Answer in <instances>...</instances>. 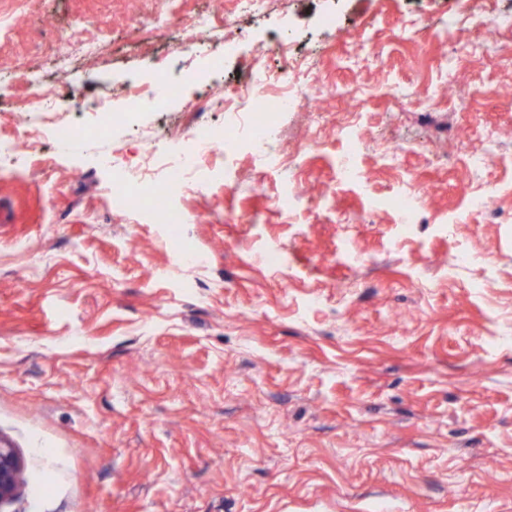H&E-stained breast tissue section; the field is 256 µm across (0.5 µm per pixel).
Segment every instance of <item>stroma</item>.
Returning a JSON list of instances; mask_svg holds the SVG:
<instances>
[{"mask_svg":"<svg viewBox=\"0 0 512 512\" xmlns=\"http://www.w3.org/2000/svg\"><path fill=\"white\" fill-rule=\"evenodd\" d=\"M198 11L216 19L191 41L177 18ZM473 13L512 0H0V139L32 143L0 159V440L23 465L0 512H512V28ZM79 24L109 42L58 73ZM256 57L312 65L318 149L286 112L266 150L287 167L244 148L176 197L182 224L115 207L101 157L133 167L228 126L219 92ZM160 69L209 79L105 138L35 120L31 80L79 125ZM479 131L497 136L482 170ZM489 186L493 214L469 212L464 190ZM413 191L408 225L393 202ZM461 246L471 265L449 262Z\"/></svg>","mask_w":512,"mask_h":512,"instance_id":"1","label":"stroma"}]
</instances>
